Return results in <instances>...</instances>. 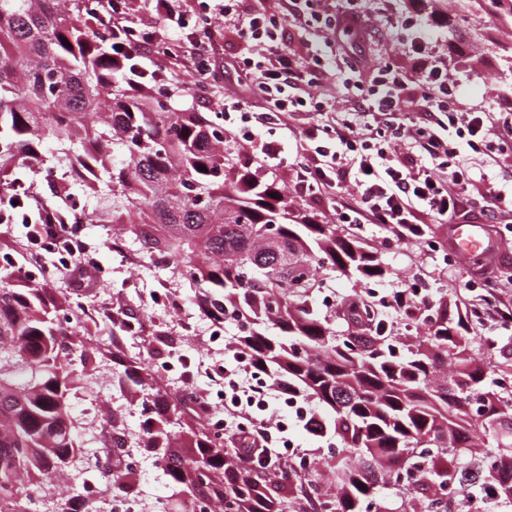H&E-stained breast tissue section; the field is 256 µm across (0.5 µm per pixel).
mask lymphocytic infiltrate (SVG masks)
Instances as JSON below:
<instances>
[{
    "label": "lymphocytic infiltrate",
    "instance_id": "f902f5d3",
    "mask_svg": "<svg viewBox=\"0 0 512 512\" xmlns=\"http://www.w3.org/2000/svg\"><path fill=\"white\" fill-rule=\"evenodd\" d=\"M98 14L111 25L119 41L112 59L134 56L140 70L127 76L130 89L139 75L161 84L192 76L190 96L216 112L224 122V141L251 156L254 174L282 184L290 202H308L328 212L332 223L349 232L365 227L385 230L383 246L406 242L416 224L432 218L456 224L481 214L486 223L512 225V192L488 186L475 190L474 171L461 148L477 154L512 158V109L498 115L477 106L461 107L454 78L447 66L430 58L424 36L414 37L409 54L421 60L415 79L396 63L381 62L371 82L361 77V58L347 62L336 99L322 91L337 56L334 36L349 33L366 38L368 14L359 0H290L282 11L254 12L247 0H98ZM304 17L308 27L322 30L321 42L293 37L291 20ZM235 34L245 50L224 61L220 42ZM232 70L233 87H225L224 72ZM361 100L356 112L337 115L348 94ZM299 118L293 148L263 137V130ZM37 222L26 225V260L41 263L42 240L64 235L72 264L51 268L52 276H95L87 264V244L59 216L65 204L49 206L28 195ZM492 265L481 262L463 284L461 304L469 292L485 285L482 307L486 320L512 329V305L500 304L491 287ZM424 284L412 278L398 281L372 305V312H427ZM262 366L246 352L209 368V378L224 390L225 438L240 437L266 464L277 463L280 443L274 440L271 401L292 399L277 382L259 383Z\"/></svg>",
    "mask_w": 512,
    "mask_h": 512
}]
</instances>
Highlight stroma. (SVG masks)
<instances>
[{"mask_svg": "<svg viewBox=\"0 0 512 512\" xmlns=\"http://www.w3.org/2000/svg\"><path fill=\"white\" fill-rule=\"evenodd\" d=\"M367 11L373 12L376 24L368 40L354 44L349 37L341 42L349 54L362 56L366 67H374L384 57H391L400 67H411L412 61L403 50L407 32L390 24L386 16L393 13L409 19L415 28L430 40L434 56L442 58L457 80L459 96L469 104L488 109H500L501 90L512 87V18L496 19L478 7L474 0H450L448 7L437 10L433 0H362ZM83 237L95 246L94 256L103 280L96 287H81L76 280H48L54 292L63 293L80 308L71 319L77 334H90L88 367L92 381L80 385L70 394L73 414L81 425H89L85 408L90 398L113 409L122 417L128 448L137 460L132 477L122 491L134 495L141 505L161 504L169 494L157 477L153 459L138 448L142 421L140 405L118 379L123 373L119 359L148 357L152 364L180 361L190 355L191 365L176 374L163 375L168 390L175 394L187 392L215 395L216 388L206 368L222 361L223 346L211 345L207 331L211 325L195 305L194 291L188 283L172 279L164 267L142 257L139 246L126 241L124 251L107 247L112 234L108 224L84 225ZM420 254L425 279L430 288H444L449 302H457L456 287L471 272L469 259L457 257L455 263L444 264L440 255L418 250L417 246L401 244L382 251L379 262L390 267L397 278L410 277L415 266L413 254ZM171 289L178 303L173 307L156 306L152 296ZM120 304L126 313L140 320H152L156 337L144 339L118 333L111 315L102 313V306Z\"/></svg>", "mask_w": 512, "mask_h": 512, "instance_id": "stroma-1", "label": "stroma"}]
</instances>
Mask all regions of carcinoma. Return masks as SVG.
<instances>
[{
  "mask_svg": "<svg viewBox=\"0 0 512 512\" xmlns=\"http://www.w3.org/2000/svg\"><path fill=\"white\" fill-rule=\"evenodd\" d=\"M92 0H0V192L25 169L55 196L71 187L112 204L64 212L73 224H110L144 254L199 288L196 304L239 326L237 345L268 373L335 413L339 448L320 512H408L373 505L421 466L447 489L469 466L471 436L496 431L482 490L512 503V363L471 356L475 322L438 301L425 317L386 315L373 335L338 336L318 297L317 267L364 282L391 271L334 224L305 223L288 194L229 164L224 123L175 112L151 77L142 91L112 73V28ZM68 44H63V41ZM120 147L125 163L112 161ZM72 302L12 266L0 268V512H30L29 490L70 476L82 448L69 391L89 377V350L62 325ZM124 374L143 391L140 443L171 490L164 512H303L322 485L299 458L265 467L224 446L143 360Z\"/></svg>",
  "mask_w": 512,
  "mask_h": 512,
  "instance_id": "carcinoma-1",
  "label": "carcinoma"
}]
</instances>
